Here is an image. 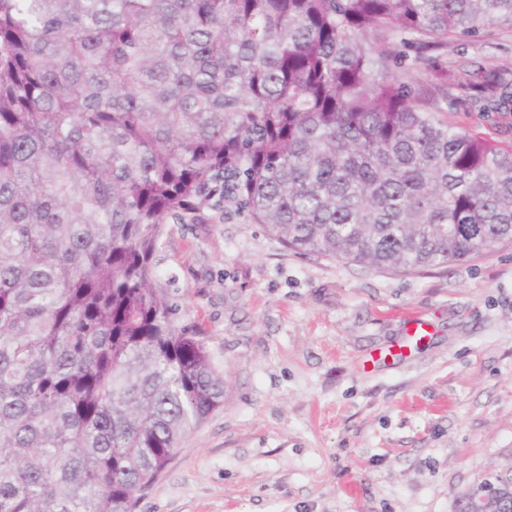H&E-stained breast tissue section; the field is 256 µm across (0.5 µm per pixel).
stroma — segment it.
I'll use <instances>...</instances> for the list:
<instances>
[{
  "instance_id": "obj_1",
  "label": "stroma",
  "mask_w": 512,
  "mask_h": 512,
  "mask_svg": "<svg viewBox=\"0 0 512 512\" xmlns=\"http://www.w3.org/2000/svg\"><path fill=\"white\" fill-rule=\"evenodd\" d=\"M204 216L164 224L154 284L224 403L137 512H460L512 471V244L382 271Z\"/></svg>"
}]
</instances>
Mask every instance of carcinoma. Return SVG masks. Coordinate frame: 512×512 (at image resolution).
<instances>
[{
    "instance_id": "obj_1",
    "label": "carcinoma",
    "mask_w": 512,
    "mask_h": 512,
    "mask_svg": "<svg viewBox=\"0 0 512 512\" xmlns=\"http://www.w3.org/2000/svg\"><path fill=\"white\" fill-rule=\"evenodd\" d=\"M500 31L512 0H0V512H135L224 404L152 285L167 218L402 271L511 242L512 145L442 105L512 130L467 53ZM455 108L456 106H453V112H448V120H450L454 124L467 129H472L474 131L487 133L493 136L494 138L512 144V134H503L497 131L496 127L491 123V121L482 113L464 112L459 108H457L456 111Z\"/></svg>"
}]
</instances>
